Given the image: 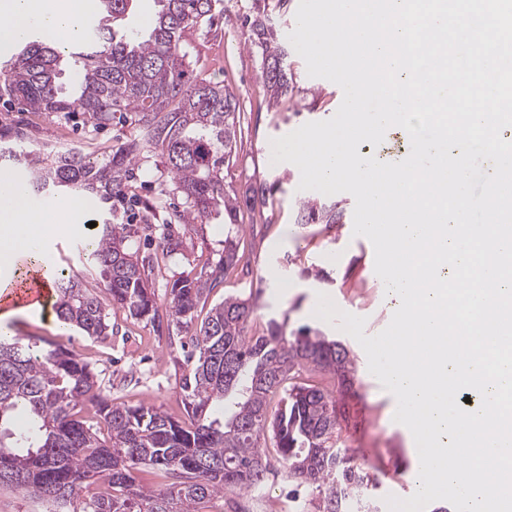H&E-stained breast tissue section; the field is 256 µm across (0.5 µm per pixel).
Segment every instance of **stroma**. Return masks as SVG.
<instances>
[{"label": "stroma", "instance_id": "stroma-1", "mask_svg": "<svg viewBox=\"0 0 512 512\" xmlns=\"http://www.w3.org/2000/svg\"><path fill=\"white\" fill-rule=\"evenodd\" d=\"M299 0H217L210 27L187 31L183 45L199 78L224 84L238 103L237 150L224 180L238 196L237 242L248 262L239 265L218 289V297H253L257 317L251 325L259 331L269 319L286 322L294 330L308 325L325 336L340 341L354 358L356 372L348 401L350 419L342 426L348 451L370 449L363 458L365 472L376 486L374 499L379 512H388V496L407 498L417 486L412 474L420 462L414 442L393 420V396L380 386L368 369L361 345L340 330V318L324 322L314 315L318 294L329 295L343 311L364 317L365 335H375L391 321L393 310L375 272L372 244L357 245L348 233L354 215V198L346 192L326 196L300 189L301 174L291 163H272L266 153L271 139L284 136L308 122L331 118L339 96L337 84L310 77L298 54H291L296 77L292 94L278 105H270L262 80L259 48L249 41L253 18L266 15L281 34L295 27ZM5 121L30 136L32 148H77L91 157H106L129 142L143 139L134 114L113 118L94 129L80 118L69 120L45 113L29 112L14 106L0 112ZM314 199L336 202L342 217L336 224H306L296 221L301 201ZM185 208L172 176L157 152L143 146L140 159L122 199L113 200L111 215L90 203L89 216L96 221L134 223L131 247L139 256H162L163 262L149 273L158 307H165L170 284L196 264L217 257L224 248L223 237L212 234L207 223L185 224L179 218ZM181 240L177 253L163 255L167 236ZM86 233H74L70 225L58 228L51 248L54 264L69 275L82 278L87 287H96L95 275L78 241ZM108 319L117 335L100 340L85 336L73 326L49 320L43 312L31 310L8 323L13 336H36L68 349L92 363L101 379L110 381L111 395L131 404L149 402L169 414L183 415L179 382L182 355L169 346L149 321L130 317L128 311L111 307Z\"/></svg>", "mask_w": 512, "mask_h": 512}]
</instances>
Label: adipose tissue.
<instances>
[{"label": "adipose tissue", "mask_w": 512, "mask_h": 512, "mask_svg": "<svg viewBox=\"0 0 512 512\" xmlns=\"http://www.w3.org/2000/svg\"><path fill=\"white\" fill-rule=\"evenodd\" d=\"M96 0H0V48L7 47L30 27L40 26L49 40L62 45L74 38L82 19L94 12ZM78 201L61 208L52 201L38 202L0 175V272L9 273L31 257H38L33 272L52 279L48 256L50 233L45 225L77 218L84 209Z\"/></svg>", "instance_id": "1"}]
</instances>
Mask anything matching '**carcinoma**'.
I'll return each instance as SVG.
<instances>
[{
	"instance_id": "cac0c4a2",
	"label": "carcinoma",
	"mask_w": 512,
	"mask_h": 512,
	"mask_svg": "<svg viewBox=\"0 0 512 512\" xmlns=\"http://www.w3.org/2000/svg\"><path fill=\"white\" fill-rule=\"evenodd\" d=\"M134 2L97 0L93 40L79 46L81 60L73 61L76 88L60 82V50L33 39L0 72V100L65 118L79 112L93 127L116 112L135 113L185 200L183 222L223 216L233 224L237 195L224 183V168L237 148V103L221 83L197 79L182 49L186 31L211 18L216 0H160L142 38L126 28ZM250 39L261 49L262 79L275 103L293 91L288 48L260 17ZM26 138L0 127V152H13L29 171L33 195L88 193L109 202L123 194L141 151L134 141L94 161L79 151L33 150ZM298 223L334 224L336 204L309 199ZM130 234L127 224L104 222L88 259L112 305L159 324L152 283L130 250ZM245 260L228 235L217 261L171 285L166 316L182 333L169 337L184 353L182 418L145 402H113L90 364L63 348L0 336V487L64 508L100 483L83 512H203L220 495L261 486L273 469L270 443L288 482L309 489L318 512L363 507L370 478L342 454L339 433L336 395L352 389L355 371L347 348L308 327L289 333L274 319L251 336L254 304L240 296L224 298L199 318V307ZM53 284L59 321L89 337L114 335L98 295L62 268ZM87 405L95 409L94 425L80 416ZM147 469L170 484L144 488L137 473Z\"/></svg>"
}]
</instances>
